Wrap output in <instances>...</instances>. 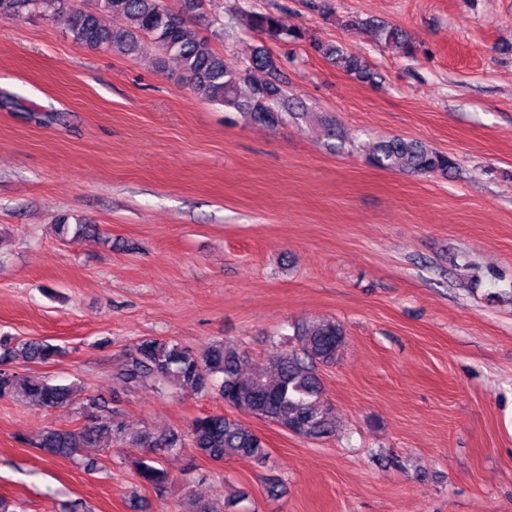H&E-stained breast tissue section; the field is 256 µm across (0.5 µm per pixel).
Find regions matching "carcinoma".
Instances as JSON below:
<instances>
[{"label": "carcinoma", "instance_id": "carcinoma-1", "mask_svg": "<svg viewBox=\"0 0 512 512\" xmlns=\"http://www.w3.org/2000/svg\"><path fill=\"white\" fill-rule=\"evenodd\" d=\"M78 7L74 0H0V20H20L34 14L46 20L64 18L71 38L88 48H106L121 55L140 53L148 38L165 57L173 59L198 91L209 100L242 113L250 120L269 127L288 118L293 111L285 81L280 78L277 60L263 47L256 48L248 61L229 62L198 38L186 22L187 16L203 25L210 23L207 6L212 0H198L191 12L174 10L167 0H89ZM123 17L127 25L111 28L106 18ZM249 27L269 39L294 41L304 33L286 28L273 12H251ZM378 39L399 45L406 56L414 55L411 42L401 31L375 27ZM319 55L341 65L362 81L374 80V73L359 59L346 55L338 46L312 43ZM262 71L268 78L258 80ZM367 161L374 167L418 175H448L454 162L448 154L414 139L394 138L372 147ZM62 238L98 234L93 224H71L68 217L57 220ZM294 347L278 349L270 359V375H249L245 371L247 353L239 345L218 341L199 353L179 343L157 337L142 338L126 348L120 374L130 383L154 387L170 383L176 389L201 394L216 387L224 404L241 413L267 420L306 439H323L336 434L333 408L324 398L319 366L335 362L345 342V331L334 320L303 322L294 327ZM62 353V348L37 338L0 336V399L21 398L45 408L79 405L86 423L74 429L50 428L39 436L38 448L49 457L71 459L82 448L98 445L108 438L116 446L139 448L142 456L136 472L142 484L157 497L171 491L173 479L159 467L165 453L196 456L216 461L233 458L261 460L266 456L262 438L237 419L222 414L194 419L186 433H156L144 430L129 436L115 412L95 398H81L75 383L52 384L45 378L23 376L8 368L14 361L46 362Z\"/></svg>", "mask_w": 512, "mask_h": 512}]
</instances>
